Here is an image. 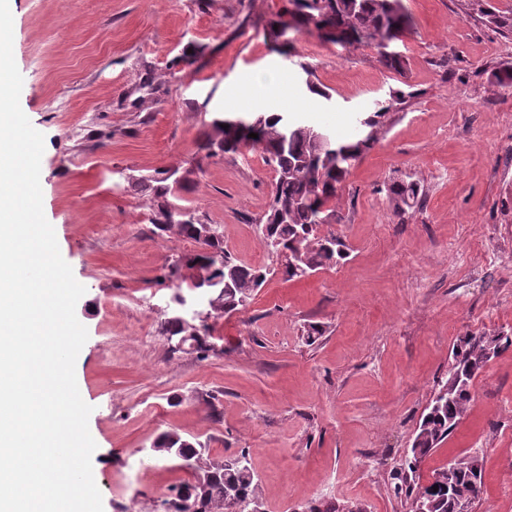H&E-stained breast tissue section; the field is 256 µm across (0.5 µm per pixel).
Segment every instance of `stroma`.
Instances as JSON below:
<instances>
[{
  "instance_id": "obj_1",
  "label": "stroma",
  "mask_w": 512,
  "mask_h": 512,
  "mask_svg": "<svg viewBox=\"0 0 512 512\" xmlns=\"http://www.w3.org/2000/svg\"><path fill=\"white\" fill-rule=\"evenodd\" d=\"M286 0H11L20 104L44 136L43 211L86 292L88 339L75 364L104 512H162L189 474L159 458L164 432L199 440L210 459L246 453L267 512L314 502L408 512L389 474L402 463L452 345L464 334L512 336V93L492 74L512 66V0H403L411 30L393 44L404 74L373 47L298 35L332 100H311L298 67L270 52L262 22ZM205 47L198 72L175 66ZM404 96L331 206L348 258L300 281L268 277L245 309L209 318L214 349L172 352L164 275L196 250L156 234L135 180L189 175L173 198L214 225L233 256L272 257L257 224L273 171L259 152L200 151L214 113L269 107L344 136L353 115L390 90ZM422 202L394 216L392 181ZM325 333L306 344L308 324ZM456 429L411 487L468 453L483 458L475 512H512V348L475 380Z\"/></svg>"
}]
</instances>
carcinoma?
I'll list each match as a JSON object with an SVG mask.
<instances>
[{
  "label": "carcinoma",
  "instance_id": "1",
  "mask_svg": "<svg viewBox=\"0 0 512 512\" xmlns=\"http://www.w3.org/2000/svg\"><path fill=\"white\" fill-rule=\"evenodd\" d=\"M289 8L265 23L266 40L277 54L295 55L293 41H279L280 31L292 28L299 34L311 29L322 40L343 48L366 44L377 50L384 67L395 72L404 70L401 57H390L382 52V42L397 40L410 31L412 21L405 10L403 0H288ZM192 52L182 53L176 63L194 70L200 68L204 47L192 45ZM402 98L399 91L389 100L376 103L372 112L364 114L367 125L379 130L382 119L393 104ZM287 118L279 112H224L215 114L204 135L201 148L207 155L237 153L249 146L261 151L265 165L275 173L268 209L260 219L261 232L266 244L277 243L278 248L288 251L297 259L296 265L284 269L287 280L304 279L325 268H334L348 257L344 241L331 233L315 235L318 223H336V211L329 203L336 197L338 188L346 179L350 168L371 149L377 138L362 139L357 135L336 140L332 152L314 146L322 129L306 123H291L285 128ZM258 137L250 138L248 134ZM153 182L151 224L155 233L164 235L175 231L194 241L198 250L180 258L170 267L174 276L179 267L193 269L213 267L212 277L219 278L213 286H203V291L218 302L212 314H226L244 308L254 292L267 279L269 270L245 264L224 248V240L218 231L209 238H201L204 222L190 213L182 224L168 221L171 202L169 195L187 187L186 178L169 180L156 177ZM387 196L396 216L406 213L420 202L419 187L414 182L393 181L387 187ZM167 336H184L188 347L199 358L205 359L212 350L210 326L204 325L192 333L181 324L168 318L162 324ZM512 347V338L500 336L457 337L453 346L452 363L448 367V380L453 391L427 408L422 416L417 434L405 460L411 469L427 457L455 429L473 400V384L491 361L488 352L501 354ZM155 451L164 457L174 450L181 459L195 464L200 477L177 486L174 497L169 499L171 512H185L184 504L191 502L196 512H220L224 498L236 496L249 501L257 498L254 472L250 469L226 468L224 461H211L204 457L205 448L198 441H190L176 432H165L154 441ZM482 470V457L472 455L451 472L450 480L457 492L469 496L476 503L483 494V483L471 480L474 472Z\"/></svg>",
  "mask_w": 512,
  "mask_h": 512
}]
</instances>
